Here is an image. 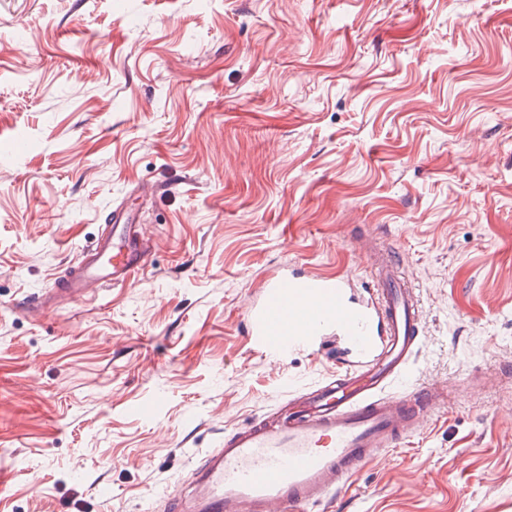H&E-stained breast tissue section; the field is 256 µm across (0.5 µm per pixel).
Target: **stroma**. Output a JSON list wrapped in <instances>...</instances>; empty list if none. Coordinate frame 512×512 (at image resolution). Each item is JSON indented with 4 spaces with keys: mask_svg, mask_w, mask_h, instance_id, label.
Here are the masks:
<instances>
[{
    "mask_svg": "<svg viewBox=\"0 0 512 512\" xmlns=\"http://www.w3.org/2000/svg\"><path fill=\"white\" fill-rule=\"evenodd\" d=\"M119 206L143 270L41 313ZM380 246L444 400L340 512H512V0H0V512L186 491L335 369L255 353L249 301Z\"/></svg>",
    "mask_w": 512,
    "mask_h": 512,
    "instance_id": "stroma-1",
    "label": "stroma"
}]
</instances>
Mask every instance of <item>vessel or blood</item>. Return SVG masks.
<instances>
[{
    "mask_svg": "<svg viewBox=\"0 0 512 512\" xmlns=\"http://www.w3.org/2000/svg\"><path fill=\"white\" fill-rule=\"evenodd\" d=\"M109 236L84 253L63 285L73 300L130 283L147 248L135 219L115 209ZM377 286L296 267L270 278L248 307L246 335L262 357L321 354L339 346L342 372L293 386L278 417L225 434L195 465L190 491L159 512H310L333 506L349 479L434 413L442 392L408 377L422 349L417 293L393 255L375 257Z\"/></svg>",
    "mask_w": 512,
    "mask_h": 512,
    "instance_id": "b4317fda",
    "label": "vessel or blood"
}]
</instances>
